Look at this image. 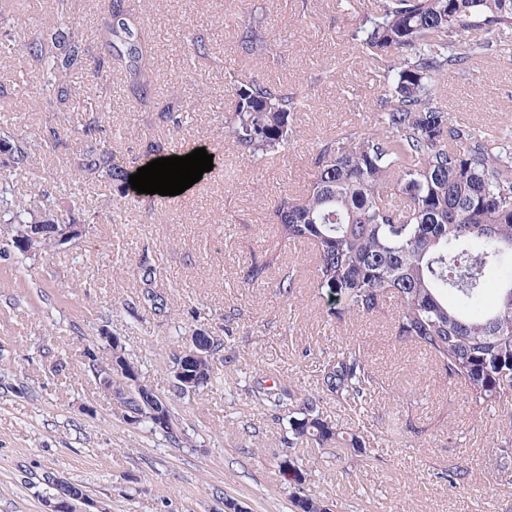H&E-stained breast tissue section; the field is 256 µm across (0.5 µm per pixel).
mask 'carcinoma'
<instances>
[{"instance_id": "carcinoma-1", "label": "carcinoma", "mask_w": 512, "mask_h": 512, "mask_svg": "<svg viewBox=\"0 0 512 512\" xmlns=\"http://www.w3.org/2000/svg\"><path fill=\"white\" fill-rule=\"evenodd\" d=\"M381 0L350 34L383 78L371 105L373 127L325 142L314 160L306 194L280 196L268 214L280 237L316 248L313 271L319 288L336 289L339 321L367 317L390 298L397 301L393 332L426 351L467 400L479 407L512 401V274L498 279L486 297L488 276L512 264V134L488 138L455 121L441 81L466 70L512 32V0ZM242 53L272 54L263 5L237 23ZM25 75L48 119L33 132L0 126L6 159L0 164L28 174L34 148L54 155L68 139L80 144L77 161L57 172L68 186L67 211L81 203L76 190L107 179L139 203L150 194L129 191L132 171L116 161L103 120L112 112L110 85L118 72L129 99L155 113V121L176 132L183 112L176 102L154 101V66L148 33L130 0H108L92 33L69 0L53 10L23 45ZM92 74L99 87L94 105L79 109L82 86L76 76ZM236 104L225 114L224 142L250 163L286 150L293 121L306 106L301 94L243 74L232 77ZM149 143L145 162L185 156ZM34 206L0 184L5 224H38L62 214L61 197L39 194ZM197 372L198 390L217 380L215 365ZM372 365L361 350L347 348L322 366L320 390L355 412L371 401ZM252 399L288 412L290 501L296 512H328V504L306 493L308 472L299 465V446L343 448L353 456L373 451L370 439L324 417L320 398L299 397L285 384L256 381Z\"/></svg>"}]
</instances>
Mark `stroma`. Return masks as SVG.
I'll return each instance as SVG.
<instances>
[{"label":"stroma","mask_w":512,"mask_h":512,"mask_svg":"<svg viewBox=\"0 0 512 512\" xmlns=\"http://www.w3.org/2000/svg\"><path fill=\"white\" fill-rule=\"evenodd\" d=\"M263 1L273 53L249 60L238 51L237 22L256 0H133L153 35L158 101L203 94L209 105L171 132L128 101L122 77L113 76L105 121L112 146L125 154L183 140L212 154V170L149 211L99 181L81 248L0 256V512H43L54 475L81 484L99 512H224L228 501L245 512H292L279 470L288 417L254 402L248 389L261 378L317 394V368L350 344L375 369L368 410L356 415L327 396L320 408L344 430L372 431L374 452L330 447L305 459L308 494L333 512H512V466L493 451L512 440V403L470 404L429 355L398 341L396 300L338 321L328 289L314 283L313 248L284 241L267 220L278 196L307 189L321 144L370 125L381 83L350 33L378 0ZM198 33L208 37L211 59H193ZM238 71L307 97L294 140L276 159L250 164L224 142L222 117L234 103L228 75ZM445 98L456 121L494 136L512 130V32L446 78ZM66 162L39 153L32 175L0 166V178L30 198ZM256 264L265 274L248 281ZM143 265L156 269L162 311L142 298ZM287 273L295 282L289 297L278 290ZM204 328L224 335L215 358L221 380L174 397V357ZM104 329L137 358L140 383L168 400L187 443L127 424L90 381L84 352ZM58 361L64 374L51 371ZM457 466L468 480L454 489L438 474Z\"/></svg>","instance_id":"1"}]
</instances>
